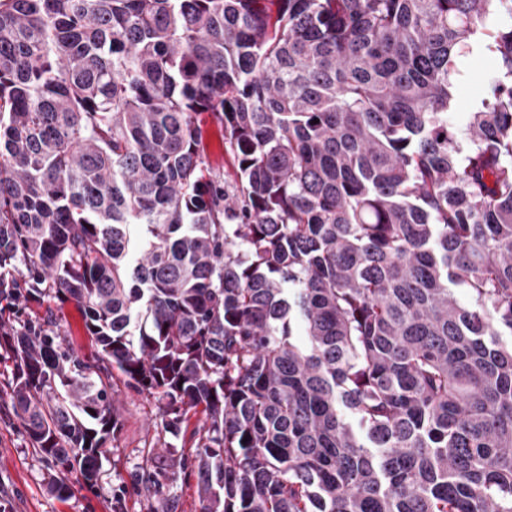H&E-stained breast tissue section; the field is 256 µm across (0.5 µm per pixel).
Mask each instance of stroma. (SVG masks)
<instances>
[{"label": "stroma", "mask_w": 512, "mask_h": 512, "mask_svg": "<svg viewBox=\"0 0 512 512\" xmlns=\"http://www.w3.org/2000/svg\"><path fill=\"white\" fill-rule=\"evenodd\" d=\"M496 69L495 58L488 54L470 64L471 77L457 88L450 118L457 134H465L469 114L487 92ZM113 390L120 415L114 447L102 460L95 486L74 487L63 502L49 492L52 468L31 447L22 421L8 412L0 413V512H112L113 493L129 482L144 448L161 430L157 402L136 394L120 376Z\"/></svg>", "instance_id": "obj_1"}]
</instances>
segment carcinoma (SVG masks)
<instances>
[{
  "label": "carcinoma",
  "instance_id": "cac0c4a2",
  "mask_svg": "<svg viewBox=\"0 0 512 512\" xmlns=\"http://www.w3.org/2000/svg\"><path fill=\"white\" fill-rule=\"evenodd\" d=\"M1 301L60 499L118 373L162 430L112 512H512V0H0ZM496 69V60L489 54L483 55L469 65L471 77L456 89V105L450 118V125L458 136L464 137L469 112L487 92ZM216 129L212 127V130L209 135V150L207 161L210 167L219 172L220 174H224V179L231 183L234 181V164L232 158L224 152V148L220 147L217 134L215 133ZM60 333L79 356H91L94 347L88 338L80 312L72 303L62 308ZM166 493H171L179 500L178 512H199L200 505L196 491V478L179 479L177 483L165 489Z\"/></svg>",
  "mask_w": 512,
  "mask_h": 512
}]
</instances>
